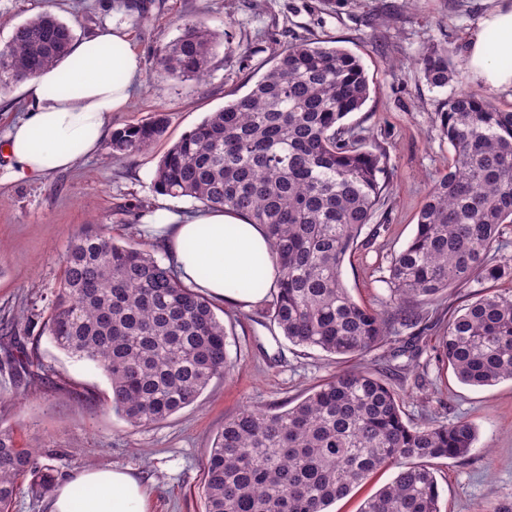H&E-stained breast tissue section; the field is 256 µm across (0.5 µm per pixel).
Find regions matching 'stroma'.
<instances>
[{
	"label": "stroma",
	"mask_w": 512,
	"mask_h": 512,
	"mask_svg": "<svg viewBox=\"0 0 512 512\" xmlns=\"http://www.w3.org/2000/svg\"><path fill=\"white\" fill-rule=\"evenodd\" d=\"M127 2L0 0V43L44 11L66 22L79 41L106 25L127 29L148 65L187 20L209 28L218 42L204 83L148 72L126 107L113 113L110 126L117 129L165 112L166 131L150 150L117 161L99 153L36 181L7 179L0 158V428L12 430L37 463L54 465L60 481L85 467L127 469L146 486L150 512H204V465L225 418L248 405L280 406L360 363L386 373L384 353L357 360L301 348L282 335L266 305L238 310L219 302L229 375L167 420L132 430L112 410L103 369L68 356L44 331L71 239L84 225L97 224L120 243L163 258L143 225L156 222L160 211L182 214L201 205L155 191L160 157L209 113L248 93L286 46L307 39L350 51L369 79V98L344 124L365 146L386 150L387 189L342 278L356 301L382 308L391 260L413 237L427 192L452 159L438 132L440 105L471 86L466 80L430 87L419 58L436 46L462 63L469 29L494 0H146L141 18ZM474 294L456 287L426 305L418 365L390 378L412 422L448 424L461 417L477 429L467 458L434 465L441 512L512 507V380L466 385L432 359L454 313ZM12 336L24 344L33 385L19 384L6 363Z\"/></svg>",
	"instance_id": "1"
}]
</instances>
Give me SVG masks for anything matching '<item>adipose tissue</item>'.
I'll return each instance as SVG.
<instances>
[{"label": "adipose tissue", "mask_w": 512, "mask_h": 512, "mask_svg": "<svg viewBox=\"0 0 512 512\" xmlns=\"http://www.w3.org/2000/svg\"><path fill=\"white\" fill-rule=\"evenodd\" d=\"M465 68L477 86L512 88V0H497L471 31ZM143 78V59L125 29L74 42L24 82L28 110L0 142L11 178H42L100 152L112 113ZM148 232L185 285L230 307L261 304L276 289L280 269L266 228L240 214L203 210L181 222L169 215ZM48 512H148L147 496L130 471L90 467L54 490Z\"/></svg>", "instance_id": "ef3b65f1"}]
</instances>
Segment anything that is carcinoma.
Instances as JSON below:
<instances>
[{
  "instance_id": "cac0c4a2",
  "label": "carcinoma",
  "mask_w": 512,
  "mask_h": 512,
  "mask_svg": "<svg viewBox=\"0 0 512 512\" xmlns=\"http://www.w3.org/2000/svg\"><path fill=\"white\" fill-rule=\"evenodd\" d=\"M72 40L71 27L50 13L17 25L0 45V87L55 63ZM214 47L210 30L187 22L156 66L203 82ZM420 64L433 88L459 80L443 49H426ZM369 95L353 54L300 39L247 94L169 147L153 173L164 195L266 225L281 268L271 320L293 345L336 356L385 347L450 288L512 280V262L497 259L503 225L512 224V110L461 91L438 112L452 163L429 189L414 237L392 258L384 308L354 300L342 266L371 223L389 162L385 150L366 148L343 125ZM167 123L157 112L114 130L107 158L146 151ZM47 332L66 354L104 370L112 407L136 430L193 404L230 371L224 322L209 299L149 250L91 226L68 245ZM437 352L464 384L512 380V290L479 292L448 323ZM419 354L411 337L392 358L405 356L410 366ZM475 441L465 419L405 421L400 395L371 369L338 371L294 404L245 407L224 420L206 458L205 512H328L388 466L397 476L359 512H441L431 461L464 458ZM29 474L35 495L55 479L51 466L38 465L0 429V512H10Z\"/></svg>"
}]
</instances>
